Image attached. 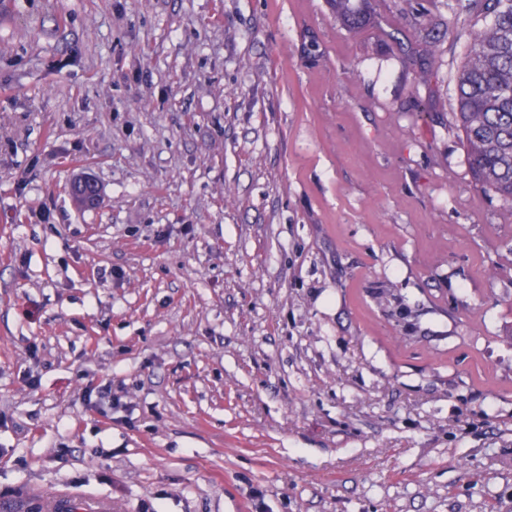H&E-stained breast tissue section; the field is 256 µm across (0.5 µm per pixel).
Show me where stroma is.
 Masks as SVG:
<instances>
[{"mask_svg":"<svg viewBox=\"0 0 512 512\" xmlns=\"http://www.w3.org/2000/svg\"><path fill=\"white\" fill-rule=\"evenodd\" d=\"M464 2L374 0L357 38L326 0H0V505L512 512L464 42L422 84L383 31ZM378 300L379 305L384 309H388L387 312L392 317L404 319L410 313L402 298L394 293L392 288H382L379 291ZM78 499L84 503V510H86L84 512H112V501L105 498L85 497L67 489L55 493L52 501V511L50 512H59L66 509L71 502Z\"/></svg>","mask_w":512,"mask_h":512,"instance_id":"35a3bbf8","label":"stroma"}]
</instances>
